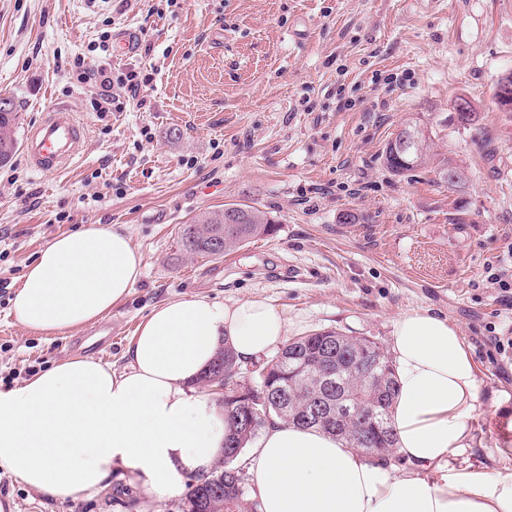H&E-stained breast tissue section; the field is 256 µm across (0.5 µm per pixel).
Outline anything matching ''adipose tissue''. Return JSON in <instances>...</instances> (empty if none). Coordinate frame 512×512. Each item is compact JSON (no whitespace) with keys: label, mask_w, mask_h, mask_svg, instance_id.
I'll return each mask as SVG.
<instances>
[{"label":"adipose tissue","mask_w":512,"mask_h":512,"mask_svg":"<svg viewBox=\"0 0 512 512\" xmlns=\"http://www.w3.org/2000/svg\"><path fill=\"white\" fill-rule=\"evenodd\" d=\"M141 274L142 257L123 230L90 225L42 247L11 314L28 330L62 334L108 314ZM290 330L259 296L156 306L122 371L72 357L0 390V469L56 499H78L123 469L147 494H178L184 472L208 475L224 446V415L198 378L220 349L246 364L281 347ZM390 351L395 454L408 469L276 418L244 458L259 512H512V471L454 465L475 443L479 381L456 326L410 311L395 320ZM426 467L436 478L423 476Z\"/></svg>","instance_id":"adipose-tissue-1"}]
</instances>
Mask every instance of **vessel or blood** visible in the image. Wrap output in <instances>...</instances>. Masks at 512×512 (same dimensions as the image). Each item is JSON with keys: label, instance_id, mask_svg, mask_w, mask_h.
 <instances>
[{"label": "vessel or blood", "instance_id": "1", "mask_svg": "<svg viewBox=\"0 0 512 512\" xmlns=\"http://www.w3.org/2000/svg\"><path fill=\"white\" fill-rule=\"evenodd\" d=\"M87 136L86 126L75 113L63 106L52 107L32 127L23 154L36 171L53 173L83 153Z\"/></svg>", "mask_w": 512, "mask_h": 512}]
</instances>
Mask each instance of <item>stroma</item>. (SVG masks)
Wrapping results in <instances>:
<instances>
[{
	"mask_svg": "<svg viewBox=\"0 0 512 512\" xmlns=\"http://www.w3.org/2000/svg\"><path fill=\"white\" fill-rule=\"evenodd\" d=\"M135 52L98 50L126 29ZM108 59L150 79L119 105L93 111L72 76L75 58ZM512 69V0H0V95L21 115L18 138L51 105L88 130L85 153L45 175L15 152L0 167V389L71 356L122 370L151 310L180 296H261L295 336L336 330L388 345L414 309L448 318L480 371L475 446L457 467L512 469V112L493 91ZM482 112L480 130L450 124L456 97ZM432 130L453 158L454 189L433 169L384 166L403 126ZM230 203L268 212L273 235L221 257L178 249V227ZM117 225L143 273L97 326L42 335L17 324L10 301L51 238ZM11 512H184L185 494L146 496L131 470L76 500L27 487L0 469Z\"/></svg>",
	"mask_w": 512,
	"mask_h": 512,
	"instance_id": "stroma-1",
	"label": "stroma"
}]
</instances>
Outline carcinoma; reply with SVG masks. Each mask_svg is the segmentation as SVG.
<instances>
[{
  "mask_svg": "<svg viewBox=\"0 0 512 512\" xmlns=\"http://www.w3.org/2000/svg\"><path fill=\"white\" fill-rule=\"evenodd\" d=\"M19 118L14 102L9 111L0 112V164L8 161L17 150ZM431 141L429 131H424L413 149L409 165L395 164L391 153L383 151L386 168L404 176L433 163ZM242 208L241 224L224 223V212L218 209L203 212L191 223L180 225L181 250L192 256L220 257L276 232L274 221L266 212L246 204ZM336 336L338 332L327 330L288 342L282 348L287 358L273 364L267 376L256 380L257 397L264 400L258 408L299 427L334 435L367 454L386 460L392 456L395 445L391 410L396 381L392 360L383 346L368 337L348 336L338 344L334 340ZM239 368L241 364L226 347L218 352L199 384L210 390L220 389L229 384ZM217 401L223 407L227 424L225 448H245L266 421L257 423L255 429L243 427L237 418L245 412L246 405L220 392ZM314 401L324 406L327 419L322 424L305 420ZM354 405L371 410L374 415L362 420L348 416L344 408ZM230 479L242 483L245 473L224 459L215 465L210 475L190 485L187 512H254L256 504L250 502L245 490L228 484Z\"/></svg>",
  "mask_w": 512,
  "mask_h": 512,
  "instance_id": "cac0c4a2",
  "label": "carcinoma"
}]
</instances>
